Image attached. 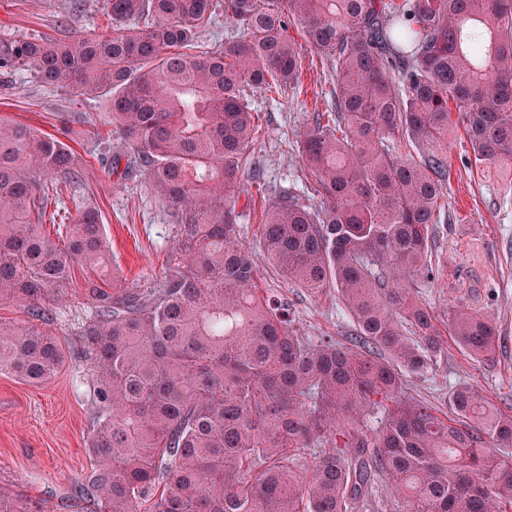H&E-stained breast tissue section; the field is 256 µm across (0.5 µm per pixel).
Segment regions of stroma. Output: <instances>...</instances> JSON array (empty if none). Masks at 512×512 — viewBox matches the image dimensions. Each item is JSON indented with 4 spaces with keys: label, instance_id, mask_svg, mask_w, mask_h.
I'll use <instances>...</instances> for the list:
<instances>
[{
    "label": "stroma",
    "instance_id": "35a3bbf8",
    "mask_svg": "<svg viewBox=\"0 0 512 512\" xmlns=\"http://www.w3.org/2000/svg\"><path fill=\"white\" fill-rule=\"evenodd\" d=\"M69 26L89 34L113 30L103 0H0V39H59ZM288 34L301 57L299 87L245 97L261 114L262 130L252 148L261 177L245 183L237 205L238 230L259 269V288L288 298L300 335L331 336L347 345L354 328L336 291L305 295L270 269L260 247L264 210L281 192L306 204L317 202L297 140L314 113L331 108L335 92L331 68L307 44L301 25L290 26ZM108 110L105 99L42 83L27 70L0 85L1 114L50 133L67 130L69 144L85 161L82 191L100 211L112 263L127 287L147 288L161 278L175 245V220L143 174L124 178L104 161V140H111L113 150L122 148L107 122ZM446 199L433 232L432 277L418 279L414 288L440 318L460 306L489 316L499 347L494 355L475 359L454 342H444L432 371L409 377L406 390L444 412L449 387L464 380L500 408L512 407V166H475L459 125L448 133ZM85 276L76 270L53 311L50 329L60 338L72 339L93 314ZM88 373L85 361L72 352L63 370L38 387L0 374V479L24 485L33 497L48 500L54 512H75L71 503L80 498L90 467L91 400L74 389L77 378Z\"/></svg>",
    "mask_w": 512,
    "mask_h": 512
}]
</instances>
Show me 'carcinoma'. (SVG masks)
<instances>
[{
  "label": "carcinoma",
  "mask_w": 512,
  "mask_h": 512,
  "mask_svg": "<svg viewBox=\"0 0 512 512\" xmlns=\"http://www.w3.org/2000/svg\"><path fill=\"white\" fill-rule=\"evenodd\" d=\"M104 6L115 34L0 40V78L26 67L108 99L126 168L176 217L161 281L102 288L92 276L109 242L77 193L82 157L0 115V302L23 312L0 319V373L41 386L63 369L64 343L44 326L75 269L87 271L95 313L73 344L95 375L93 512H353L381 477L406 512H512V409L464 381L446 413L404 391L446 334L476 359L498 348L487 317L460 308L442 322L410 283L432 270L452 112L476 165L512 162V0H224L247 35L200 54L215 0ZM293 21L331 65L335 111L299 138L320 204L280 196L261 246L309 295L336 288L352 348L298 335L288 301L256 288L237 229L259 132L243 97L298 83ZM60 194L74 214L52 237ZM0 512L48 505L0 484Z\"/></svg>",
  "instance_id": "cac0c4a2"
}]
</instances>
